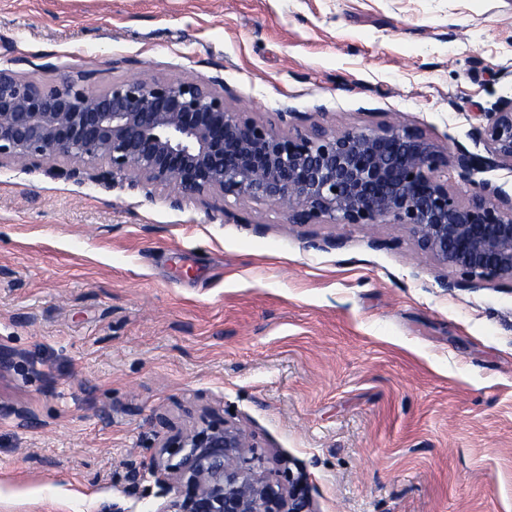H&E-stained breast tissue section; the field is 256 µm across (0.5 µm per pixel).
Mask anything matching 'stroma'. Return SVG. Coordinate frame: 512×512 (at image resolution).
Returning a JSON list of instances; mask_svg holds the SVG:
<instances>
[{"instance_id": "stroma-1", "label": "stroma", "mask_w": 512, "mask_h": 512, "mask_svg": "<svg viewBox=\"0 0 512 512\" xmlns=\"http://www.w3.org/2000/svg\"><path fill=\"white\" fill-rule=\"evenodd\" d=\"M47 85L223 78L228 105L390 122L459 176L512 96V0H0V69ZM398 224L0 162V512H157V414L228 420L312 512H512V291L447 288Z\"/></svg>"}]
</instances>
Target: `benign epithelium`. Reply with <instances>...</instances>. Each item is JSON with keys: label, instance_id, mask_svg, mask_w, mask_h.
Listing matches in <instances>:
<instances>
[{"label": "benign epithelium", "instance_id": "7a95c632", "mask_svg": "<svg viewBox=\"0 0 512 512\" xmlns=\"http://www.w3.org/2000/svg\"><path fill=\"white\" fill-rule=\"evenodd\" d=\"M93 73L53 86L0 70V161H40L59 179L135 190L145 180L172 190L173 206L218 192L288 211L291 224H401L421 251L460 278L512 287V197L489 182L468 202L441 179L444 153L421 133L391 123L329 132H284L231 109L224 81L132 79L106 88ZM475 129L486 154L456 157L460 176L512 170V97ZM261 458L237 424H206L162 436L148 473L163 494L157 512H310L309 490L259 474Z\"/></svg>", "mask_w": 512, "mask_h": 512}]
</instances>
